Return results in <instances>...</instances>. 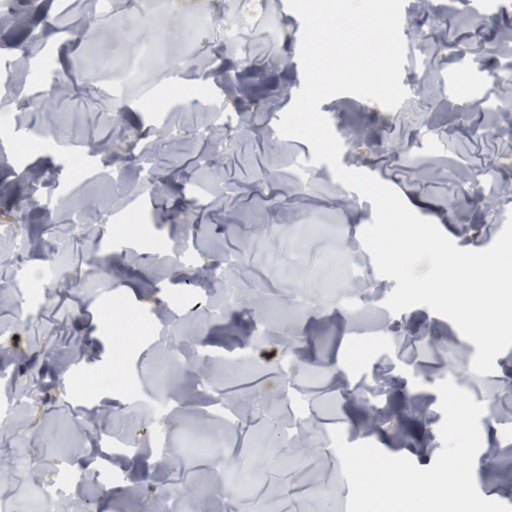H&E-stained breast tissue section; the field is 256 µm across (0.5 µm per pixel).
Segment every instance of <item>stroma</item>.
<instances>
[{
	"instance_id": "1",
	"label": "stroma",
	"mask_w": 512,
	"mask_h": 512,
	"mask_svg": "<svg viewBox=\"0 0 512 512\" xmlns=\"http://www.w3.org/2000/svg\"><path fill=\"white\" fill-rule=\"evenodd\" d=\"M39 3L40 24L29 0H10L15 21L0 26V96L27 112L0 128V224L26 216L29 242L20 261L0 238L15 271L0 297V382L36 395L19 408L0 393V463L37 459L0 484V497L27 501L57 470L84 468L82 485L62 489L89 499L92 512H145L155 490L171 495L173 512H347L332 429L428 468L442 448L435 385L449 378L485 407L479 424L491 435L476 486L512 506V347L480 376L463 369L475 345L428 307L359 321L396 287L377 275L361 242L373 205L328 164L313 163L305 141L270 143L303 83L294 51L302 24L286 0H275L280 28L260 18L199 27L169 14L161 37L131 0H115L107 18L77 4L64 20L53 0ZM433 7L427 32L442 53L429 89L414 32L402 29L401 83L416 107L388 110L343 94L320 110L343 142L342 166L395 189L458 248L481 250L512 213V195L483 203L497 187L496 167L512 163L502 141L512 112L482 106L512 101V86L490 75L512 63L499 41L512 30V0H488L482 14L461 0ZM104 53L112 69L102 75ZM74 110L116 119L108 130L63 126L61 113ZM217 112L219 134L208 129ZM133 138L155 153L131 155ZM76 154L86 165L79 179ZM475 168L484 181L477 201L459 192L460 174ZM188 225L196 239L186 244ZM286 236L300 244L302 278L269 262ZM94 239L103 246L96 265L87 254ZM216 264L236 286L232 306L209 272ZM29 267L43 269L47 289L40 320L25 326L16 317L36 302ZM62 270L82 285L55 287ZM367 338L410 346L340 365L341 347ZM173 347L188 354L174 392L159 372ZM244 401L254 413L219 442L170 461L154 454L158 441L181 445L185 427L216 406L231 414ZM128 414L145 450L109 459L99 431ZM290 422L312 437V451L289 453L281 431ZM93 457L123 470L125 483L101 488L87 468Z\"/></svg>"
}]
</instances>
